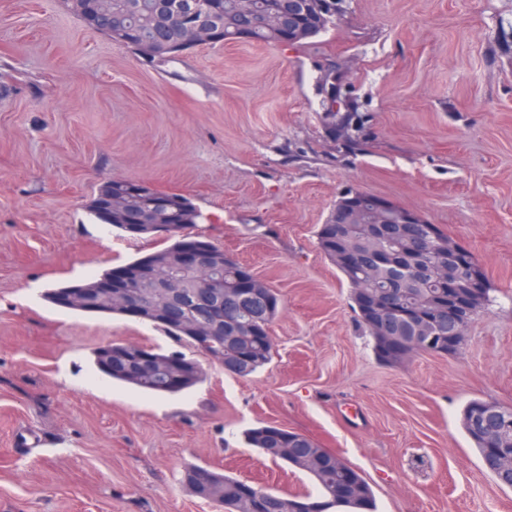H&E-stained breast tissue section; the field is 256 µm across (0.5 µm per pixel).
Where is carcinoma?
I'll use <instances>...</instances> for the list:
<instances>
[{
  "label": "carcinoma",
  "mask_w": 512,
  "mask_h": 512,
  "mask_svg": "<svg viewBox=\"0 0 512 512\" xmlns=\"http://www.w3.org/2000/svg\"><path fill=\"white\" fill-rule=\"evenodd\" d=\"M188 0H112V20L98 22L91 0H83L82 8L66 2L68 10L88 29L100 33L112 42L129 47L134 45L142 56L152 58L153 50L163 44L171 46L177 53L183 49L178 43V30L173 15L187 6ZM309 0H205L201 7L207 11V19L214 31L215 43L245 40L266 44L283 43L288 35V27L301 31L295 43L300 44L324 32L329 23L320 20L315 12L307 7ZM124 188L131 193L128 215L132 219H149L147 208L143 207L142 197L130 183H103L94 193L89 210L100 222L105 223L101 199L110 188ZM337 212H332L327 222L317 233L318 246L330 260L335 261L336 247L347 244L360 261L372 264L380 254L391 256V261L375 267L368 284V292L377 294L393 282L403 283L397 289V299L419 309L430 308L439 301L440 293L447 290V271L438 265L434 239H446L448 235L436 225H430L432 236L427 238L422 251L412 257V250L402 239L391 236H376L368 231L365 224H355L344 231L345 240L336 238ZM239 275L237 265L224 266V348L214 352V360L224 364V371L240 378H247L269 364L273 358V344L246 336L233 335L234 328L263 321L272 324L280 309V298L276 290L267 288L265 295L237 296L231 290ZM203 274H184L181 289L182 322L172 324L167 321L156 323L179 343L195 346L184 330L182 323L195 319V299ZM98 280L94 276L88 280L52 288L45 298L53 305L61 306L60 298L71 291ZM130 293L144 304L150 303L153 288L147 280L135 281L129 286ZM362 328L373 337V351L376 358L393 365L376 340L374 327L363 319H358ZM391 331L404 347L415 344L420 327L405 319L391 321ZM112 367L103 362L100 349L93 351L94 364L105 376L150 394H176L186 392L200 380L201 373L186 376L178 371L160 373L144 371L137 360L138 344H118L114 347ZM480 400H472L463 409L462 425L473 446L478 451L484 468L501 484L512 488V473L503 474L495 466L494 457L487 453L480 425L472 421L473 413ZM246 442L277 461L310 474L319 489L318 499L325 502V509L343 507L348 512H374V498L371 488L358 470L343 457L321 447L313 439L295 432L284 431L274 425H263L249 429L244 434ZM259 500L247 501L240 497V480L222 475L220 482L210 489V497L224 502L225 512H257L259 503L275 502L284 507L289 498L258 488Z\"/></svg>",
  "instance_id": "obj_1"
}]
</instances>
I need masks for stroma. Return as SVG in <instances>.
<instances>
[{"mask_svg": "<svg viewBox=\"0 0 512 512\" xmlns=\"http://www.w3.org/2000/svg\"><path fill=\"white\" fill-rule=\"evenodd\" d=\"M361 112L362 148L328 137L322 77ZM115 176L191 198L196 233L278 292L272 361L247 379L147 322L59 309L43 292L163 247L89 211ZM420 213L487 273L461 353L380 363L317 231L346 191ZM133 342L196 360L158 396L111 382L92 351ZM512 408V0H345L295 46L204 45L150 63L64 0H0V512H220L201 466L283 496L313 478L245 429L286 427L343 456L377 512H512L461 425Z\"/></svg>", "mask_w": 512, "mask_h": 512, "instance_id": "35a3bbf8", "label": "stroma"}]
</instances>
